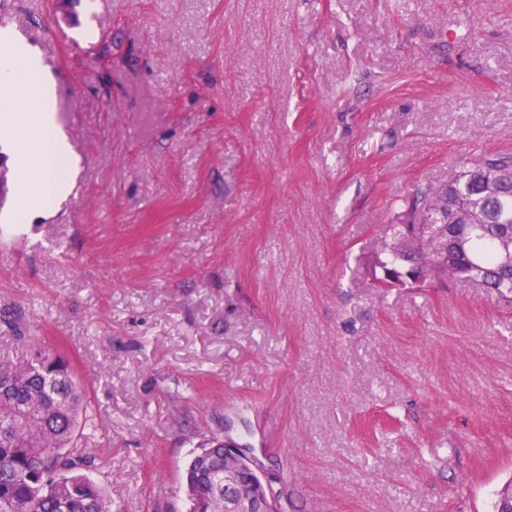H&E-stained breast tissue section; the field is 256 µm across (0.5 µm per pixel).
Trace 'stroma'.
Returning a JSON list of instances; mask_svg holds the SVG:
<instances>
[{
    "instance_id": "obj_1",
    "label": "stroma",
    "mask_w": 512,
    "mask_h": 512,
    "mask_svg": "<svg viewBox=\"0 0 512 512\" xmlns=\"http://www.w3.org/2000/svg\"><path fill=\"white\" fill-rule=\"evenodd\" d=\"M17 2L81 167L0 231V311L69 361L112 512H187L216 437L283 512H494L512 301L361 258L512 152V0Z\"/></svg>"
}]
</instances>
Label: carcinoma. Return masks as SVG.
Instances as JSON below:
<instances>
[{"label":"carcinoma","instance_id":"obj_1","mask_svg":"<svg viewBox=\"0 0 512 512\" xmlns=\"http://www.w3.org/2000/svg\"><path fill=\"white\" fill-rule=\"evenodd\" d=\"M478 166L511 174L512 154L492 155ZM468 173L466 168L458 174L456 193L480 205L485 223L457 225L462 250L450 248L447 258L434 263L438 242L415 230L448 208V185L417 189L406 199L400 222L390 225L391 240L364 256V267L378 291L413 287L404 272L417 264L432 283L472 280L500 299L512 298V263L504 262L501 246L512 238V178L497 194L485 197ZM85 411L84 394L69 364L55 352L35 346L20 361L0 357V512H112L111 498L80 473L92 467L76 442ZM222 443L213 440L188 464L189 512L223 508Z\"/></svg>","mask_w":512,"mask_h":512}]
</instances>
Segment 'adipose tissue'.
<instances>
[{
  "mask_svg": "<svg viewBox=\"0 0 512 512\" xmlns=\"http://www.w3.org/2000/svg\"><path fill=\"white\" fill-rule=\"evenodd\" d=\"M0 110L11 112L0 147L10 156L22 191L0 222L17 227L65 195L77 166L56 121V84L38 49L18 34L0 32Z\"/></svg>",
  "mask_w": 512,
  "mask_h": 512,
  "instance_id": "1",
  "label": "adipose tissue"
}]
</instances>
